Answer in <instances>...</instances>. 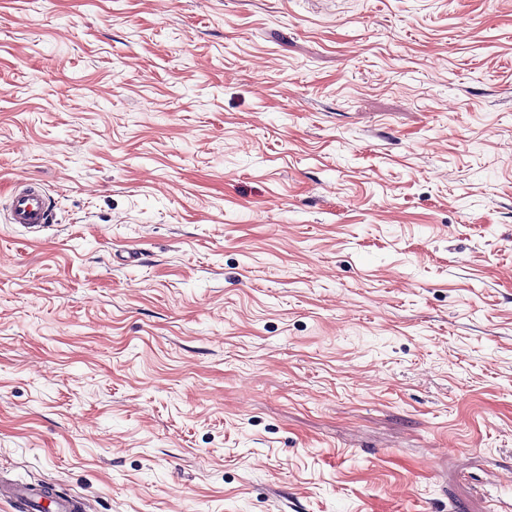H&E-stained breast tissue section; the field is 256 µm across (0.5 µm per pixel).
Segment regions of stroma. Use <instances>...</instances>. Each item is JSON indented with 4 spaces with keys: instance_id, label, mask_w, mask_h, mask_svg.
<instances>
[{
    "instance_id": "35a3bbf8",
    "label": "stroma",
    "mask_w": 512,
    "mask_h": 512,
    "mask_svg": "<svg viewBox=\"0 0 512 512\" xmlns=\"http://www.w3.org/2000/svg\"><path fill=\"white\" fill-rule=\"evenodd\" d=\"M0 477L512 503V0H0ZM48 197L34 185L15 191L11 198L10 220L27 232H36L52 226V213Z\"/></svg>"
}]
</instances>
